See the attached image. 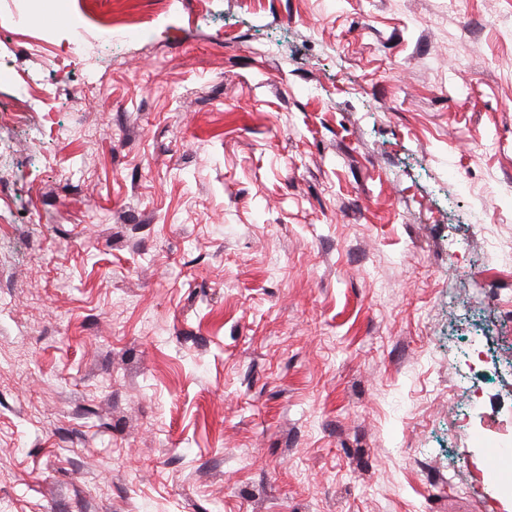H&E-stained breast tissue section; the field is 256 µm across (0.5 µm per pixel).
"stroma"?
<instances>
[{"instance_id": "1", "label": "stroma", "mask_w": 512, "mask_h": 512, "mask_svg": "<svg viewBox=\"0 0 512 512\" xmlns=\"http://www.w3.org/2000/svg\"><path fill=\"white\" fill-rule=\"evenodd\" d=\"M60 2L0 0V512H512V0Z\"/></svg>"}]
</instances>
